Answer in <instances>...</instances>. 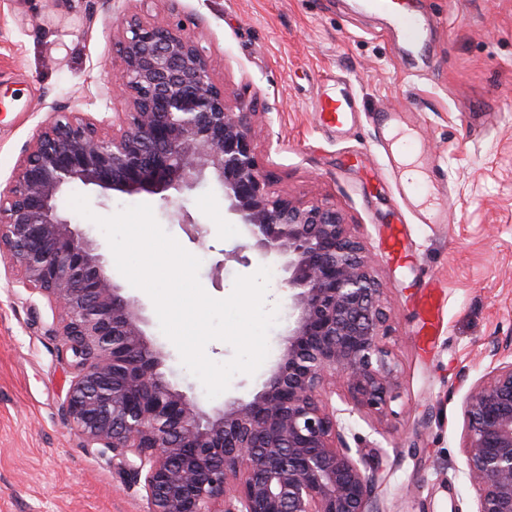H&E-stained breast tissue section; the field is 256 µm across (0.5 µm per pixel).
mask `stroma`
Instances as JSON below:
<instances>
[{"label": "stroma", "mask_w": 512, "mask_h": 512, "mask_svg": "<svg viewBox=\"0 0 512 512\" xmlns=\"http://www.w3.org/2000/svg\"><path fill=\"white\" fill-rule=\"evenodd\" d=\"M433 27L416 60L364 0H0V189L10 188L39 131L65 114L112 130L124 111L113 87L116 38L133 16L194 34L227 100L254 101V142L275 189L334 203L362 238L390 302L398 397L357 419L361 447L385 450L380 512H473L463 476V402L496 358L512 353V0H408ZM344 82L356 113L321 128L317 98ZM410 107L418 149L448 194V221L422 224L403 204L392 151L371 121ZM96 215L146 203L162 228L201 259L198 278L223 299L258 263L225 260L243 236L211 182L165 204L150 195L99 198ZM187 211L204 243L179 224ZM0 256V512H147L111 454L83 448L62 412L73 373L51 329L58 311L29 294ZM149 339L174 385L204 398L161 332L151 298Z\"/></svg>", "instance_id": "obj_1"}]
</instances>
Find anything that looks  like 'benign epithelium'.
Returning <instances> with one entry per match:
<instances>
[{
    "mask_svg": "<svg viewBox=\"0 0 512 512\" xmlns=\"http://www.w3.org/2000/svg\"><path fill=\"white\" fill-rule=\"evenodd\" d=\"M110 136L69 117L41 131L15 184L0 192V250L24 285L61 310L63 400L85 448L112 452L148 512H379L381 450L351 447L353 417L395 398L387 300L361 238L328 202L277 192L253 140L256 112L230 104L204 51L180 29L134 17L120 37ZM212 176L248 251L281 262L288 326L253 394L205 409L165 378L138 302L107 273L93 241L59 206L81 184L103 198L158 195ZM341 382L347 407L326 401ZM464 477L473 512H512V357L482 375L463 404Z\"/></svg>",
    "mask_w": 512,
    "mask_h": 512,
    "instance_id": "obj_1",
    "label": "benign epithelium"
}]
</instances>
